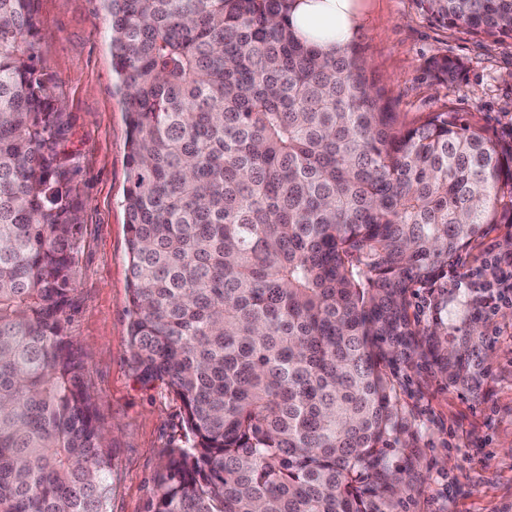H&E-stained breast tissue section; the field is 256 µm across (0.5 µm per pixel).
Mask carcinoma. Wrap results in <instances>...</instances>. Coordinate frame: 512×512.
Instances as JSON below:
<instances>
[{
    "label": "carcinoma",
    "mask_w": 512,
    "mask_h": 512,
    "mask_svg": "<svg viewBox=\"0 0 512 512\" xmlns=\"http://www.w3.org/2000/svg\"><path fill=\"white\" fill-rule=\"evenodd\" d=\"M129 127V345L184 407L150 512H401L395 369L470 388L490 343L414 289L512 224V139L398 127L355 47L290 0H102ZM512 38V0H416ZM30 0H0V512H110L112 457L64 314L79 225ZM450 82L462 64L429 63Z\"/></svg>",
    "instance_id": "1"
}]
</instances>
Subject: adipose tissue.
Segmentation results:
<instances>
[{
    "label": "adipose tissue",
    "instance_id": "1",
    "mask_svg": "<svg viewBox=\"0 0 512 512\" xmlns=\"http://www.w3.org/2000/svg\"><path fill=\"white\" fill-rule=\"evenodd\" d=\"M363 22L355 0H294L290 14L297 37L326 54L350 45Z\"/></svg>",
    "mask_w": 512,
    "mask_h": 512
}]
</instances>
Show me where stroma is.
<instances>
[{"mask_svg":"<svg viewBox=\"0 0 512 512\" xmlns=\"http://www.w3.org/2000/svg\"><path fill=\"white\" fill-rule=\"evenodd\" d=\"M355 40L391 111L409 126L450 109L500 138L512 131V38L481 39L443 27L416 0H362ZM36 67L65 113L61 150L80 228L76 290L67 311L86 381L109 431L115 490L111 512H148L170 448L184 441L181 400L141 383L129 350V256L123 200L128 130L112 70L108 18L100 0H31ZM435 56L459 60L461 77L440 83ZM484 376L448 386L423 361L398 368L397 398L413 439L407 512H512V307L493 318Z\"/></svg>","mask_w":512,"mask_h":512,"instance_id":"1","label":"stroma"}]
</instances>
